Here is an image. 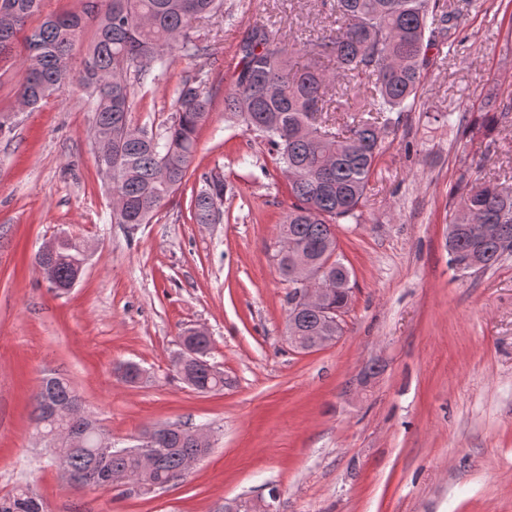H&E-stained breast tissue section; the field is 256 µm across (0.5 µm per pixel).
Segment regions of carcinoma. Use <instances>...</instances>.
Segmentation results:
<instances>
[{
	"label": "carcinoma",
	"instance_id": "cac0c4a2",
	"mask_svg": "<svg viewBox=\"0 0 512 512\" xmlns=\"http://www.w3.org/2000/svg\"><path fill=\"white\" fill-rule=\"evenodd\" d=\"M11 10L9 22L0 24V62L18 61L25 76L17 89L23 107L37 108L56 92L78 84L89 86L73 72L71 52L87 25L95 37L85 61L99 76L95 92L91 138L112 145V171L119 179V201L112 203V223L148 224L160 203L186 181L195 161L196 135L210 115L212 97L206 79L185 80L178 89L174 111L163 132H131L129 121L135 86L164 71L181 54L203 59L208 47L189 36L192 23L224 11V0H84L82 10L44 18L25 37L26 54L17 55V34L39 14L41 0H0ZM330 9L341 25L334 34H322L303 44L281 38L256 23L241 41V64L231 89L224 94V112L239 116L246 130L265 139L283 164L290 195L295 199L279 225L278 271L288 283L294 273L285 249L296 242L313 250L317 267L340 282V292L326 303L336 310L348 306L351 272L336 255V225L358 221L371 179L387 140L396 138L403 114L418 102L429 51L451 38L459 27L460 13L448 0H333ZM305 63H299V60ZM364 88V103L353 110L326 95L335 83ZM500 104L489 90L481 111L471 124L489 135ZM355 111L344 129L332 131L319 121L323 112ZM190 209L198 224L224 220V177L201 176ZM494 224L497 236L488 238L480 225ZM75 246L67 243L54 260L57 290L65 291L75 279ZM448 254L462 272L470 271L478 256L489 270L512 256V188L493 179L459 173L448 191ZM302 336L323 330L321 314L301 315ZM181 379L197 390L224 389V381L195 365ZM77 397L68 381L55 376L33 396L34 419H39L48 399ZM163 449L157 469L140 471L142 449L87 446L68 451L72 472L84 478L73 484L87 487L85 479L98 472H121L146 487L168 485L184 476L183 462L190 454H207L186 437L168 436L155 444ZM0 512H40L41 501L28 487L0 496Z\"/></svg>",
	"mask_w": 512,
	"mask_h": 512
}]
</instances>
